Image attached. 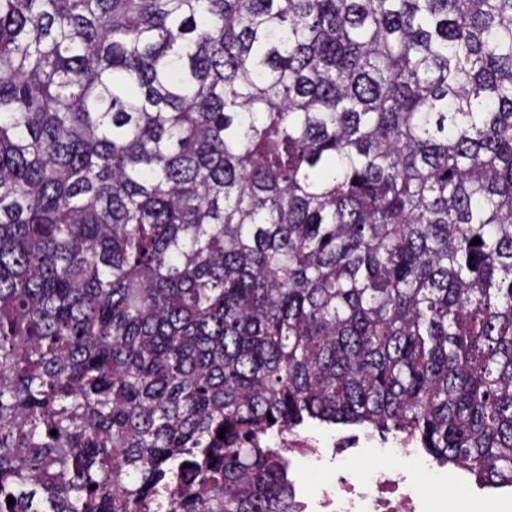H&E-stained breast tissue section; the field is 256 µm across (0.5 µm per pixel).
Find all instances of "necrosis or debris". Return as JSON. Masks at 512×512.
Segmentation results:
<instances>
[{"mask_svg":"<svg viewBox=\"0 0 512 512\" xmlns=\"http://www.w3.org/2000/svg\"><path fill=\"white\" fill-rule=\"evenodd\" d=\"M275 439L289 461L300 462L301 472L325 469L323 451L311 437L290 430ZM452 493L467 503L468 512H484L490 501L498 512H512L511 484L472 485L468 470L448 471L406 436L382 438L337 457L333 477L315 494L294 488L296 512H448Z\"/></svg>","mask_w":512,"mask_h":512,"instance_id":"necrosis-or-debris-1","label":"necrosis or debris"}]
</instances>
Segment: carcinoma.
I'll list each match as a JSON object with an SVG mask.
<instances>
[{
	"instance_id": "obj_1",
	"label": "carcinoma",
	"mask_w": 512,
	"mask_h": 512,
	"mask_svg": "<svg viewBox=\"0 0 512 512\" xmlns=\"http://www.w3.org/2000/svg\"><path fill=\"white\" fill-rule=\"evenodd\" d=\"M307 420L512 483V0H0V512H295Z\"/></svg>"
}]
</instances>
